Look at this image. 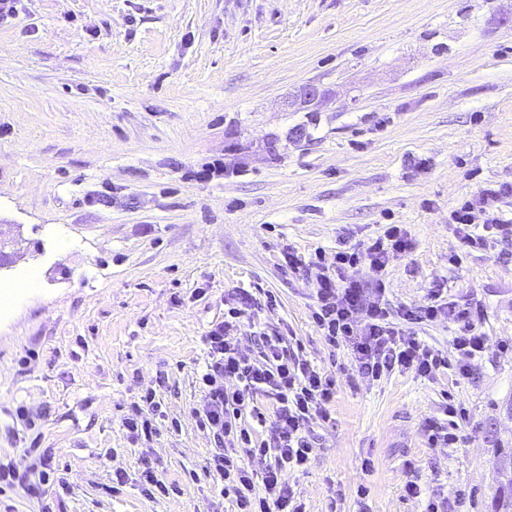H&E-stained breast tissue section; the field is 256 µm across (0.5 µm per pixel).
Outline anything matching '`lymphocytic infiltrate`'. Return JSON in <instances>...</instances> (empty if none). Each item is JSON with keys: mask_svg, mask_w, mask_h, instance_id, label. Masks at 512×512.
I'll list each match as a JSON object with an SVG mask.
<instances>
[{"mask_svg": "<svg viewBox=\"0 0 512 512\" xmlns=\"http://www.w3.org/2000/svg\"><path fill=\"white\" fill-rule=\"evenodd\" d=\"M511 194V185L484 188L451 212L450 221L464 247L483 249L493 239L512 242V219L500 211L502 198ZM411 248L403 225L389 224L361 248L338 250L331 265L316 277L312 320L332 346L347 349L361 378L377 381L393 371L409 369L429 377L450 364L465 376L486 348L487 338L479 329L481 307L444 300V284H433L426 302L390 312L383 274L391 254ZM361 265L377 272L374 288H365L363 281L351 277V270ZM252 304L248 294L229 298L223 320L207 332L208 361L199 377L202 397L192 414L198 428L216 444L208 469L220 477L225 494L234 496L239 512H303L286 475L309 462L313 443L307 427L316 419L329 421L336 380L307 361L289 357L279 336L261 334L260 358L242 354L229 336L240 327ZM437 319L455 327V362L435 353L412 330L413 325ZM230 381L235 384L231 390L226 387ZM262 395L273 399L272 408L261 407L258 398ZM246 411L259 426H267V434L243 425ZM23 454L30 460L25 470L0 463V487L36 503L37 512H51L47 495L65 479L52 467L48 450L30 447ZM244 455L267 459L262 476L241 465ZM259 487L264 490L260 496L255 493Z\"/></svg>", "mask_w": 512, "mask_h": 512, "instance_id": "obj_1", "label": "lymphocytic infiltrate"}]
</instances>
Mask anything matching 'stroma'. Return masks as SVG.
Segmentation results:
<instances>
[{"mask_svg":"<svg viewBox=\"0 0 512 512\" xmlns=\"http://www.w3.org/2000/svg\"><path fill=\"white\" fill-rule=\"evenodd\" d=\"M502 184L512 0H21L0 26V233L18 240L0 280L39 284L0 309V457L49 449L69 481L55 512H235L191 409L225 296L269 291L277 306L233 334L242 353L259 356L258 326L336 378L287 476L306 512H422L410 481L490 512L512 448V243L464 250L448 217ZM386 224L413 245L385 271L391 311L438 281L481 306L469 376L362 380L313 323L315 252ZM151 390L156 432L131 440L122 421ZM432 419L454 421L455 447L429 446ZM146 461L180 493L146 497Z\"/></svg>","mask_w":512,"mask_h":512,"instance_id":"obj_1","label":"stroma"}]
</instances>
